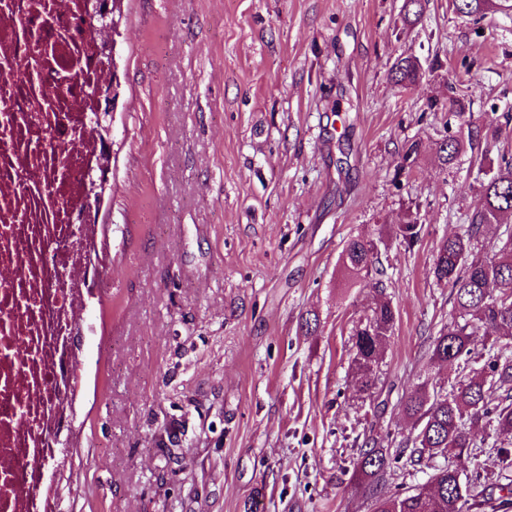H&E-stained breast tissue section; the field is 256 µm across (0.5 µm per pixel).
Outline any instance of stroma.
<instances>
[{
    "label": "stroma",
    "instance_id": "35a3bbf8",
    "mask_svg": "<svg viewBox=\"0 0 512 512\" xmlns=\"http://www.w3.org/2000/svg\"><path fill=\"white\" fill-rule=\"evenodd\" d=\"M403 4L125 0L70 424L86 463L61 470L63 512H369L351 482L364 436L397 447L402 396L462 376L428 355L454 314L429 270L480 191L471 153L447 167L438 144L454 92L491 128L485 166L512 150V13L426 0L407 26ZM407 55L426 74L403 89L390 69ZM414 218L408 250L391 231ZM357 236L379 241L384 291L341 270ZM385 298L380 407L357 390L351 333ZM470 432L482 485L512 482L488 428Z\"/></svg>",
    "mask_w": 512,
    "mask_h": 512
}]
</instances>
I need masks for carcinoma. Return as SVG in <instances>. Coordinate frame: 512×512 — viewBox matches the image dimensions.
Returning a JSON list of instances; mask_svg holds the SVG:
<instances>
[{
	"label": "carcinoma",
	"mask_w": 512,
	"mask_h": 512,
	"mask_svg": "<svg viewBox=\"0 0 512 512\" xmlns=\"http://www.w3.org/2000/svg\"><path fill=\"white\" fill-rule=\"evenodd\" d=\"M456 10L477 20L494 8L483 0H453ZM423 78L422 65L413 56L397 59L391 79L406 89ZM456 105L458 130L440 143L439 153L451 164L465 149H474L487 137L486 125L462 104ZM480 206L456 234L441 239L435 248L430 274L449 290L456 315L431 340V358L440 363L463 364L469 373L448 393L443 386H417L403 400L405 412L417 424L416 433L391 450L385 438L369 437L358 449L352 481L370 501L371 512H506L512 508V486L499 487L501 495L477 490L476 447L467 424L483 421L502 435H512V357L495 352L512 343V230L495 245V254H481L479 243L487 227L508 223L512 218V158H502L497 170L479 167ZM416 221L397 225L396 239L410 249L421 238ZM341 267L357 279L380 263L377 241L349 239L340 256ZM396 321L392 303L383 301L361 319L352 334L355 349L353 370L358 391L372 397L377 389V369ZM483 337L477 346L475 337ZM424 485L399 488L381 494L394 469L405 460L418 465L436 458Z\"/></svg>",
	"instance_id": "cac0c4a2"
}]
</instances>
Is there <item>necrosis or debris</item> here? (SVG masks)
I'll return each instance as SVG.
<instances>
[{
  "label": "necrosis or debris",
  "mask_w": 512,
  "mask_h": 512,
  "mask_svg": "<svg viewBox=\"0 0 512 512\" xmlns=\"http://www.w3.org/2000/svg\"><path fill=\"white\" fill-rule=\"evenodd\" d=\"M95 0H0V512H58L102 143Z\"/></svg>",
  "instance_id": "4bbe7bcc"
}]
</instances>
